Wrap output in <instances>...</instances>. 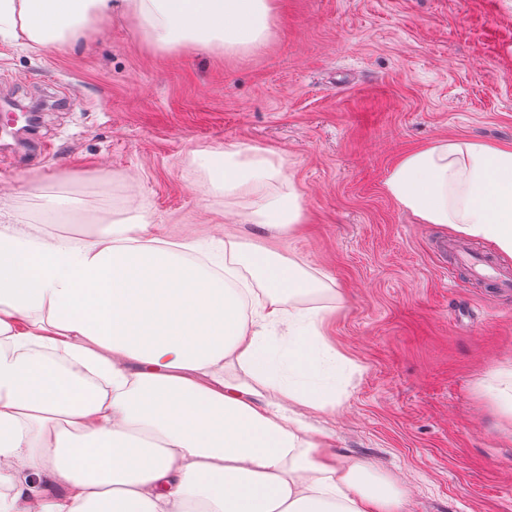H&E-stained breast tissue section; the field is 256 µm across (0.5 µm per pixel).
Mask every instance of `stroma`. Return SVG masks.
<instances>
[{
	"label": "stroma",
	"instance_id": "stroma-1",
	"mask_svg": "<svg viewBox=\"0 0 512 512\" xmlns=\"http://www.w3.org/2000/svg\"><path fill=\"white\" fill-rule=\"evenodd\" d=\"M245 51L161 49L123 0L73 40L0 34V108L36 114L0 133V188L56 235L147 213L155 232L220 256L226 237L297 259L327 292L317 311L344 359L336 410H304L332 452L401 490L403 512H512V292L472 278L383 189L440 137L512 145V0H274ZM230 143L285 160L303 220L279 236L226 223L196 155ZM64 193L54 218L25 178Z\"/></svg>",
	"mask_w": 512,
	"mask_h": 512
}]
</instances>
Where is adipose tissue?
<instances>
[{"label": "adipose tissue", "mask_w": 512, "mask_h": 512, "mask_svg": "<svg viewBox=\"0 0 512 512\" xmlns=\"http://www.w3.org/2000/svg\"><path fill=\"white\" fill-rule=\"evenodd\" d=\"M126 3L157 46L218 51L261 44L274 8ZM111 12L112 0H0V30L48 46ZM199 159L225 211L253 198L246 220L300 223L272 151L231 143ZM384 187L421 223L512 259V146L441 137ZM28 224L0 199V512H401L400 490L331 453L296 411L336 405L325 380L339 354L317 313L284 307L323 292L321 278L251 245L202 258L198 241L161 238L142 214L74 236ZM251 280L261 293L247 313Z\"/></svg>", "instance_id": "adipose-tissue-1"}]
</instances>
